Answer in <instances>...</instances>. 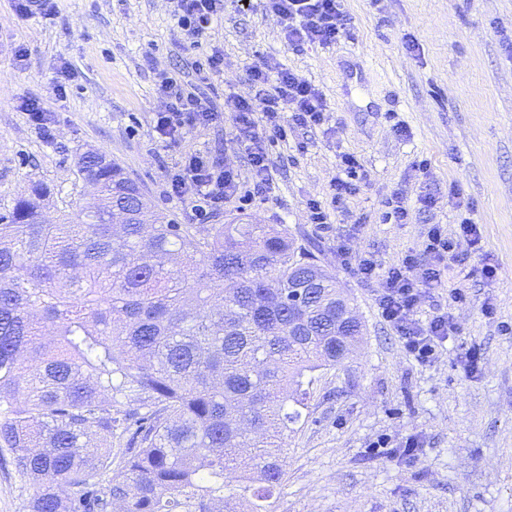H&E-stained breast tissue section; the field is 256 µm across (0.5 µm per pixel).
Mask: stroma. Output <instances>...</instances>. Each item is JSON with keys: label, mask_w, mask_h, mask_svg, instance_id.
<instances>
[{"label": "stroma", "mask_w": 512, "mask_h": 512, "mask_svg": "<svg viewBox=\"0 0 512 512\" xmlns=\"http://www.w3.org/2000/svg\"><path fill=\"white\" fill-rule=\"evenodd\" d=\"M50 17H24L0 0V204L36 182L54 190L52 207L84 206L77 160L98 151L138 181L179 224L200 223L190 204L167 194L168 178L188 151H220L250 181L251 170L229 122L165 144L152 131L159 106L156 74L197 77L166 0H56ZM353 24L335 47L288 49L280 22L228 0L210 31L224 48V72L206 92L249 95L247 74L268 58L324 94L329 130L289 132L270 149L271 185L247 206L226 203L212 224H280L335 274L364 325L343 364L316 371L304 387L301 418L288 435L286 475L275 512H512V0H343ZM74 71L64 96L54 80ZM35 97L55 118L47 142L17 104ZM405 133L397 135L388 113ZM304 150H297L299 141ZM358 155L367 181L321 229L306 201L330 202L342 153ZM457 186L450 195L449 186ZM403 193L406 223L386 217ZM433 196L432 208L419 198ZM482 232L465 263L448 262L439 288L423 298L425 320L446 314L456 333L438 358L409 357L383 320L380 282L359 279L336 255L387 267L421 252L431 225L454 231L464 204ZM499 268L481 276L485 260ZM467 299L454 301L452 289ZM478 347L477 371L462 362ZM417 436L415 462L386 456L376 442ZM32 483L0 467V512H28Z\"/></svg>", "instance_id": "35a3bbf8"}]
</instances>
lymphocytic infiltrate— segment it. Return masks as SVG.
Returning a JSON list of instances; mask_svg holds the SVG:
<instances>
[{
    "label": "lymphocytic infiltrate",
    "instance_id": "f902f5d3",
    "mask_svg": "<svg viewBox=\"0 0 512 512\" xmlns=\"http://www.w3.org/2000/svg\"><path fill=\"white\" fill-rule=\"evenodd\" d=\"M180 29L184 50L203 51L193 67L203 76L224 72V51L209 45L214 23L224 16V0H168ZM262 11L282 25L284 43L297 50L314 44L330 48L350 33L351 17L342 0H260ZM251 94L230 96L216 102L192 84L168 73H160L158 90L161 105L153 117V129L163 141L182 140L198 129L230 118L235 138L245 152L252 171L249 197L264 196L270 188L272 160L269 145L287 138L295 129H315L328 124L329 109L322 92L295 72L275 63L261 62L249 72ZM170 197L191 196L201 212L223 209L225 200L238 196L241 182L233 166L221 153L185 152L179 170L169 181ZM473 250L481 247V232L470 218H462L453 234L440 225L427 233L422 255H406L400 263L379 268L372 257L354 258L347 246L336 254L344 264L354 265L363 281L380 280L378 309L385 322L400 338L405 351L419 364L432 363L441 346L455 330L448 316L437 314L420 320L418 307L426 290L442 283L445 259L456 258L460 243Z\"/></svg>",
    "mask_w": 512,
    "mask_h": 512
}]
</instances>
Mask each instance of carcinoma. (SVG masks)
Returning a JSON list of instances; mask_svg holds the SVG:
<instances>
[{
  "label": "carcinoma",
  "mask_w": 512,
  "mask_h": 512,
  "mask_svg": "<svg viewBox=\"0 0 512 512\" xmlns=\"http://www.w3.org/2000/svg\"><path fill=\"white\" fill-rule=\"evenodd\" d=\"M104 157L86 209L0 207V464L29 512H273L288 402L356 337L344 291L286 228L176 224Z\"/></svg>",
  "instance_id": "1"
}]
</instances>
